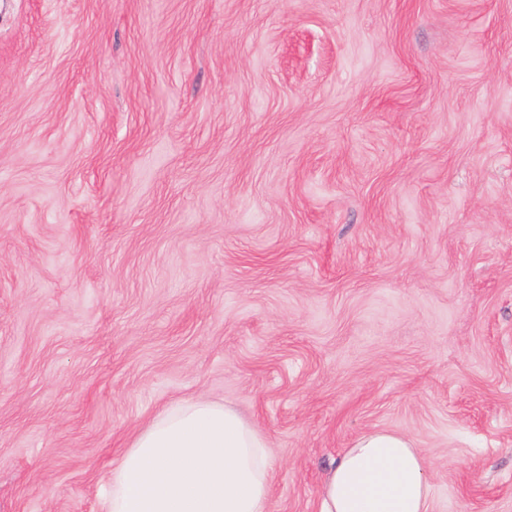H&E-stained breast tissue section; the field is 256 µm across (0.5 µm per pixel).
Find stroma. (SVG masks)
<instances>
[{
  "instance_id": "obj_1",
  "label": "stroma",
  "mask_w": 512,
  "mask_h": 512,
  "mask_svg": "<svg viewBox=\"0 0 512 512\" xmlns=\"http://www.w3.org/2000/svg\"><path fill=\"white\" fill-rule=\"evenodd\" d=\"M197 398L267 512L373 429L512 512V0H0V512Z\"/></svg>"
}]
</instances>
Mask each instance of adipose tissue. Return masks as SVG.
Returning a JSON list of instances; mask_svg holds the SVG:
<instances>
[{
    "instance_id": "obj_1",
    "label": "adipose tissue",
    "mask_w": 512,
    "mask_h": 512,
    "mask_svg": "<svg viewBox=\"0 0 512 512\" xmlns=\"http://www.w3.org/2000/svg\"><path fill=\"white\" fill-rule=\"evenodd\" d=\"M272 460L261 434L232 409L178 403L112 463L102 512H266ZM427 463L398 431L372 430L329 470L319 512H430Z\"/></svg>"
}]
</instances>
